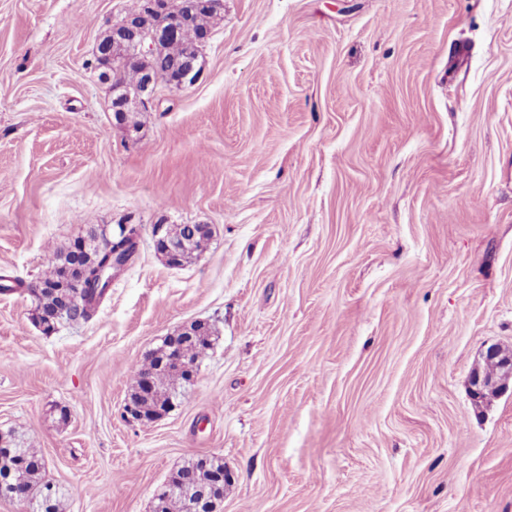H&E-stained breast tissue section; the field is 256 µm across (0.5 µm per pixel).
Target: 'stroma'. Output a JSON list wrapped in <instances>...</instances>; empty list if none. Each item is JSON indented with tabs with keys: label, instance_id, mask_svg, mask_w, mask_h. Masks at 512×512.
<instances>
[{
	"label": "stroma",
	"instance_id": "stroma-1",
	"mask_svg": "<svg viewBox=\"0 0 512 512\" xmlns=\"http://www.w3.org/2000/svg\"><path fill=\"white\" fill-rule=\"evenodd\" d=\"M127 0H0V436L58 512H152L197 457L222 512H512V0H224L203 69L117 125L96 46ZM139 229L91 319L50 335L51 249ZM156 224H208L168 266ZM201 320L149 424L132 364ZM483 363H493L499 368V376H488L486 372L475 371L471 377V394L475 400H483L489 392L498 393L509 386L512 377L511 352L500 345L488 347L481 355Z\"/></svg>",
	"mask_w": 512,
	"mask_h": 512
}]
</instances>
